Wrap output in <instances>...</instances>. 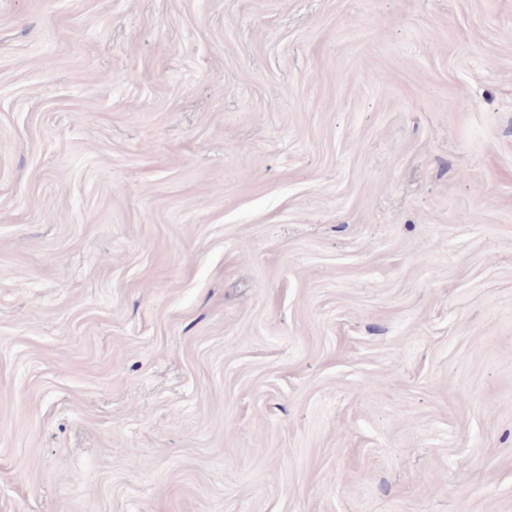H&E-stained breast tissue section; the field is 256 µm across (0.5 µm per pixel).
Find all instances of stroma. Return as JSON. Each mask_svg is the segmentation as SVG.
Instances as JSON below:
<instances>
[{
    "label": "stroma",
    "instance_id": "35a3bbf8",
    "mask_svg": "<svg viewBox=\"0 0 512 512\" xmlns=\"http://www.w3.org/2000/svg\"><path fill=\"white\" fill-rule=\"evenodd\" d=\"M0 512H512V0H0Z\"/></svg>",
    "mask_w": 512,
    "mask_h": 512
}]
</instances>
